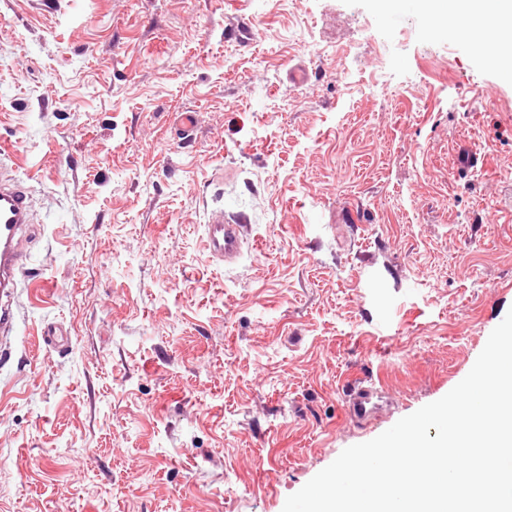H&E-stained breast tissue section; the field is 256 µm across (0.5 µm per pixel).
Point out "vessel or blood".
<instances>
[{"instance_id": "b4317fda", "label": "vessel or blood", "mask_w": 512, "mask_h": 512, "mask_svg": "<svg viewBox=\"0 0 512 512\" xmlns=\"http://www.w3.org/2000/svg\"><path fill=\"white\" fill-rule=\"evenodd\" d=\"M31 221V205L25 186L14 176L0 172V334H8L15 322L14 300L24 273L25 255L20 237ZM205 239L211 256L231 261L240 256L244 243L243 227L228 224L220 212L212 213L206 224ZM349 418L364 420L379 412L377 389L369 384L351 385L345 392Z\"/></svg>"}]
</instances>
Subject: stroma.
Here are the masks:
<instances>
[{
  "label": "stroma",
  "instance_id": "obj_1",
  "mask_svg": "<svg viewBox=\"0 0 512 512\" xmlns=\"http://www.w3.org/2000/svg\"><path fill=\"white\" fill-rule=\"evenodd\" d=\"M0 168V512H283L512 309V86L380 0H0ZM31 224V205L20 180L0 172V334H8L15 322L13 307L24 273L25 250L20 237ZM243 229L242 224H224L223 211L212 213L205 231V239L211 256L225 262L239 257L245 242ZM347 415L352 420H365L382 408L377 388L371 384H352L345 392Z\"/></svg>",
  "mask_w": 512,
  "mask_h": 512
}]
</instances>
